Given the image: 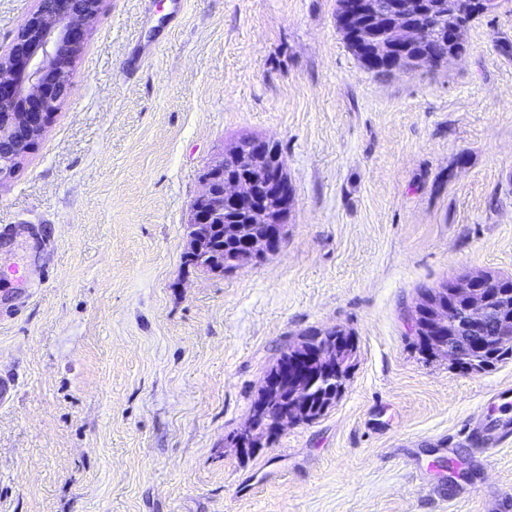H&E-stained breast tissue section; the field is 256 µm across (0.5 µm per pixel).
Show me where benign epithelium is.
I'll list each match as a JSON object with an SVG mask.
<instances>
[{
  "instance_id": "1",
  "label": "benign epithelium",
  "mask_w": 512,
  "mask_h": 512,
  "mask_svg": "<svg viewBox=\"0 0 512 512\" xmlns=\"http://www.w3.org/2000/svg\"><path fill=\"white\" fill-rule=\"evenodd\" d=\"M104 0H38L36 10L17 31L9 51L0 54V189L14 177L20 158L32 149L57 111L74 77L73 65L82 52ZM441 10L439 33L417 20L430 15L429 3L412 10L409 0H341L338 27L357 46L367 68L398 66L413 61L410 51L433 43L444 55L438 68L465 50L470 21L493 9L495 0H436ZM236 170L225 171L224 160L208 164L201 190L190 205L185 255L196 259L210 253L221 232L237 245L242 265L277 253L287 232L285 219L294 196L283 156L268 139L246 138L228 150ZM242 224H263L253 237L240 234ZM497 278L477 274L444 282L415 300L411 326L425 342V354L475 369L487 362L475 357L490 347L512 351V291L497 292ZM334 326L314 330L288 344L287 357L265 374L260 402L252 421L242 427L235 448L246 453L290 426L311 418L310 386L327 381L321 411L345 389L355 350Z\"/></svg>"
}]
</instances>
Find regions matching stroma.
<instances>
[{
    "label": "stroma",
    "mask_w": 512,
    "mask_h": 512,
    "mask_svg": "<svg viewBox=\"0 0 512 512\" xmlns=\"http://www.w3.org/2000/svg\"><path fill=\"white\" fill-rule=\"evenodd\" d=\"M336 0H105L44 137L0 191V512H499L512 440L465 437L512 388L424 357L419 291L512 276V0L441 68L378 76ZM278 143L280 251L185 265L204 166ZM352 333L342 396L230 443L281 349Z\"/></svg>",
    "instance_id": "stroma-1"
}]
</instances>
